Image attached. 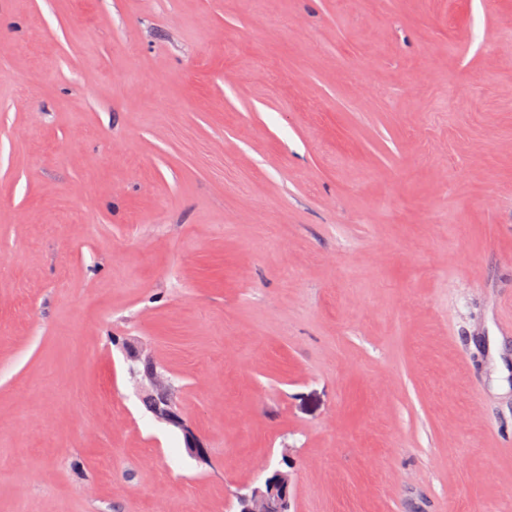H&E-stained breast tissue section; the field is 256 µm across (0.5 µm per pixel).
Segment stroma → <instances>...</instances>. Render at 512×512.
Listing matches in <instances>:
<instances>
[{"instance_id": "1", "label": "stroma", "mask_w": 512, "mask_h": 512, "mask_svg": "<svg viewBox=\"0 0 512 512\" xmlns=\"http://www.w3.org/2000/svg\"><path fill=\"white\" fill-rule=\"evenodd\" d=\"M511 437L512 0H0V512H512ZM126 360L129 374L136 379L143 395L142 399L154 418L181 433L184 448L189 455L199 460H205L207 451L203 438L184 417L177 402L174 387L170 386L164 391L156 393L154 386L159 380L157 368L148 365L134 353L126 352ZM140 364H144L143 372L139 369ZM264 471L266 476L263 481L240 496L237 512H288L285 500L289 478L280 469ZM254 506H259L261 510H255Z\"/></svg>"}]
</instances>
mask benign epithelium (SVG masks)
<instances>
[{
  "label": "benign epithelium",
  "instance_id": "1",
  "mask_svg": "<svg viewBox=\"0 0 512 512\" xmlns=\"http://www.w3.org/2000/svg\"><path fill=\"white\" fill-rule=\"evenodd\" d=\"M129 374L136 379L143 401L154 418L178 430L187 453L200 460L206 459L207 451L203 438L193 425L184 417L177 402L175 389L170 386L162 392H155L154 386L159 380L157 368L142 364L141 358L134 354H126ZM144 369H139V365ZM289 478L280 469L266 472L263 481L249 489L239 498V512H288L285 508Z\"/></svg>",
  "mask_w": 512,
  "mask_h": 512
}]
</instances>
